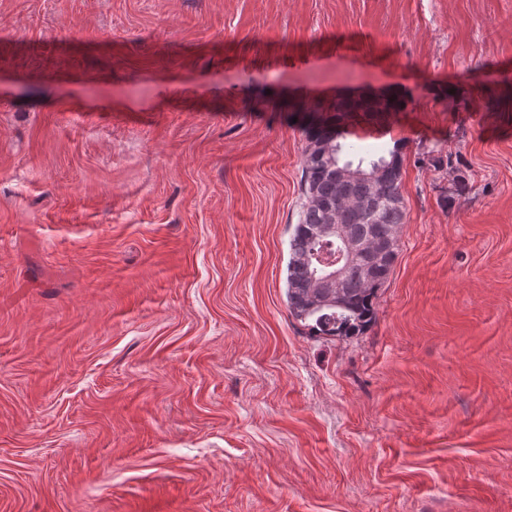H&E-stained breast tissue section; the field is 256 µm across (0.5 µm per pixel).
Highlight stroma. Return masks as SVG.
I'll use <instances>...</instances> for the list:
<instances>
[{
  "label": "stroma",
  "mask_w": 512,
  "mask_h": 512,
  "mask_svg": "<svg viewBox=\"0 0 512 512\" xmlns=\"http://www.w3.org/2000/svg\"><path fill=\"white\" fill-rule=\"evenodd\" d=\"M373 93L399 256L318 338L292 111ZM0 512H512V0H0Z\"/></svg>",
  "instance_id": "stroma-1"
}]
</instances>
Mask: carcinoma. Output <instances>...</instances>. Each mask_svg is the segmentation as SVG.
I'll return each mask as SVG.
<instances>
[{"label": "carcinoma", "instance_id": "cac0c4a2", "mask_svg": "<svg viewBox=\"0 0 512 512\" xmlns=\"http://www.w3.org/2000/svg\"><path fill=\"white\" fill-rule=\"evenodd\" d=\"M406 107L391 97L386 108L339 102L337 115L314 129L304 128L307 146L302 167L303 202L290 239L286 289L291 317L308 327L314 336L353 338L363 335L377 321L378 292L389 281L399 253V232L406 219L401 191L402 159L399 145H363L347 140L341 115L382 120ZM338 154L344 164L357 169L385 165L381 179L340 180L321 149ZM466 188L459 178L442 192L439 205L446 209ZM344 225L350 239L363 245L345 269L337 288H317L312 281L319 258L334 251L320 238L329 217Z\"/></svg>", "mask_w": 512, "mask_h": 512}]
</instances>
